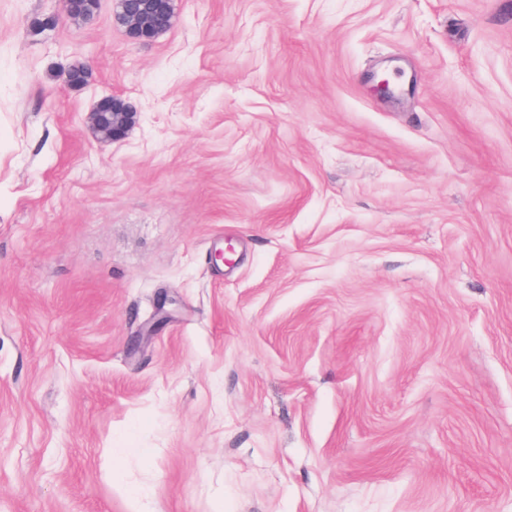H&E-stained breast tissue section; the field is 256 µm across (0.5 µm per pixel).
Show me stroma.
<instances>
[{
  "label": "stroma",
  "instance_id": "stroma-1",
  "mask_svg": "<svg viewBox=\"0 0 512 512\" xmlns=\"http://www.w3.org/2000/svg\"><path fill=\"white\" fill-rule=\"evenodd\" d=\"M115 10L0 0V512H512V0ZM121 15L120 22L133 41H149L167 29L155 21L164 8L157 0H136ZM126 100L116 95H105L98 100L89 113L88 120L93 131L103 140L121 141L135 123L137 112H125ZM112 106V112H102Z\"/></svg>",
  "mask_w": 512,
  "mask_h": 512
}]
</instances>
